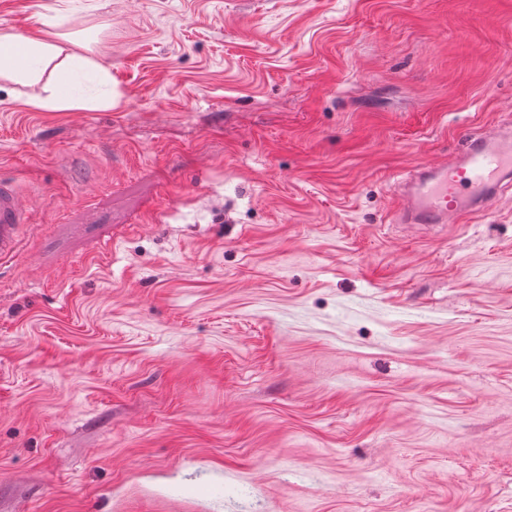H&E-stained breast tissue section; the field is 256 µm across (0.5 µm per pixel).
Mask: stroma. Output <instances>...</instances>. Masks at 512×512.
<instances>
[{
	"instance_id": "obj_1",
	"label": "stroma",
	"mask_w": 512,
	"mask_h": 512,
	"mask_svg": "<svg viewBox=\"0 0 512 512\" xmlns=\"http://www.w3.org/2000/svg\"><path fill=\"white\" fill-rule=\"evenodd\" d=\"M0 512H512V189L393 178L512 125V0H0ZM18 42V43H17ZM24 44V52L22 44ZM16 43V44H15ZM14 45V52L21 55L22 59H17L7 51V48ZM0 74L12 73L16 71L18 65L24 63V68L30 72L35 73L41 67L51 60L61 55L63 49L58 45L47 41H35L30 38L22 37L14 33H1L0 34ZM97 67L94 61L84 56L67 55L64 67L59 71L56 85L51 89L50 95L36 104L52 110L75 107L79 104V98L72 84V76ZM512 184V129L471 136L436 165H415L394 186L397 224H456L491 208ZM30 223L28 212L18 200L12 183L0 180V260L17 253L24 231Z\"/></svg>"
}]
</instances>
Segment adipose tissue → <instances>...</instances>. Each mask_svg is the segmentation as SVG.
<instances>
[{"mask_svg":"<svg viewBox=\"0 0 512 512\" xmlns=\"http://www.w3.org/2000/svg\"><path fill=\"white\" fill-rule=\"evenodd\" d=\"M18 42L23 43L24 52L17 58L10 54L9 48ZM60 56L64 57L65 62L58 73L56 84L49 95L39 102L40 107L46 109L57 110L78 105L79 98L74 90L72 77L74 74L94 68V61L76 54L63 56L61 47L51 42L30 38L23 40L13 33L0 34V74L14 72L21 65L25 66L28 72L34 73Z\"/></svg>","mask_w":512,"mask_h":512,"instance_id":"adipose-tissue-1","label":"adipose tissue"}]
</instances>
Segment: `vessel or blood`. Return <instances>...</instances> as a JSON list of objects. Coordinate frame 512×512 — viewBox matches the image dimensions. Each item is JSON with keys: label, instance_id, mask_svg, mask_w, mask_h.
<instances>
[{"label": "vessel or blood", "instance_id": "obj_1", "mask_svg": "<svg viewBox=\"0 0 512 512\" xmlns=\"http://www.w3.org/2000/svg\"><path fill=\"white\" fill-rule=\"evenodd\" d=\"M512 184V130L471 136L465 148L436 165H417L394 187L399 224H456L467 215L485 212ZM28 212L12 183L0 180V260L14 256Z\"/></svg>", "mask_w": 512, "mask_h": 512}]
</instances>
